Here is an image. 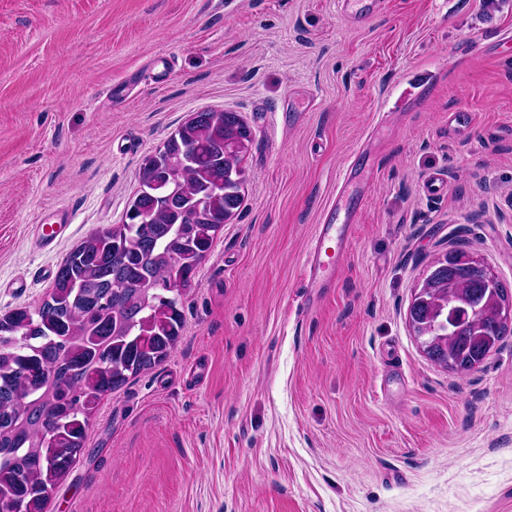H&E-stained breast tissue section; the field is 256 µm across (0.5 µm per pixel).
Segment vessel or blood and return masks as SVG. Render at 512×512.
I'll return each instance as SVG.
<instances>
[{
	"label": "vessel or blood",
	"mask_w": 512,
	"mask_h": 512,
	"mask_svg": "<svg viewBox=\"0 0 512 512\" xmlns=\"http://www.w3.org/2000/svg\"><path fill=\"white\" fill-rule=\"evenodd\" d=\"M354 214L349 207V194L342 191L328 205L326 213L318 224L304 261V282L306 288H328L336 279L350 240ZM61 228L55 224H36L31 236L37 250H53Z\"/></svg>",
	"instance_id": "vessel-or-blood-1"
}]
</instances>
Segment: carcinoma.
<instances>
[{"mask_svg":"<svg viewBox=\"0 0 512 512\" xmlns=\"http://www.w3.org/2000/svg\"><path fill=\"white\" fill-rule=\"evenodd\" d=\"M246 123L235 112L203 110L163 148L188 153L192 164L172 179L154 167L143 175L165 184L134 197L131 207L153 216L150 236L132 232L129 218L84 240L59 267L48 299L0 321V495L27 512H47L56 487L83 451L90 421L103 400L128 380L160 365L182 335L184 288L197 266L172 264L191 226L224 225L242 201L232 178L242 157L225 149ZM149 277L151 304L137 285ZM482 293L474 273L448 280L436 273L434 293L415 306L420 321L440 326L448 308ZM480 348L472 330L447 336L442 356Z\"/></svg>","mask_w":512,"mask_h":512,"instance_id":"obj_1","label":"carcinoma"}]
</instances>
